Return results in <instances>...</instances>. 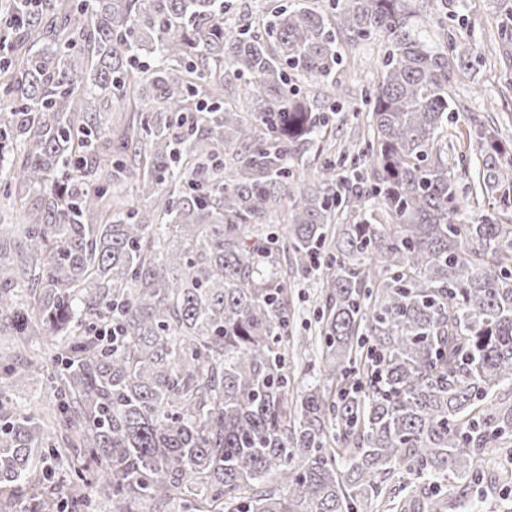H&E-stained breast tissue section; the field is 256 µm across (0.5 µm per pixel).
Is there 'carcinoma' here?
Returning <instances> with one entry per match:
<instances>
[{
  "instance_id": "cac0c4a2",
  "label": "carcinoma",
  "mask_w": 512,
  "mask_h": 512,
  "mask_svg": "<svg viewBox=\"0 0 512 512\" xmlns=\"http://www.w3.org/2000/svg\"><path fill=\"white\" fill-rule=\"evenodd\" d=\"M330 2L227 30L231 0H0V170L34 199L0 224V334L56 361L49 414L0 390V512H366L397 470L422 484L401 512H446L512 439V224L459 222L448 131L483 54L436 43L417 0ZM497 19L509 59L512 0ZM382 32L365 136L311 169L336 115L314 91ZM469 137L512 209V155ZM323 256L309 340L288 276ZM316 341L323 385L297 390Z\"/></svg>"
}]
</instances>
